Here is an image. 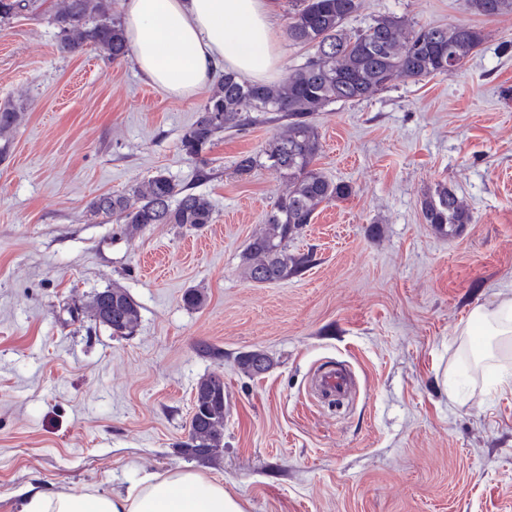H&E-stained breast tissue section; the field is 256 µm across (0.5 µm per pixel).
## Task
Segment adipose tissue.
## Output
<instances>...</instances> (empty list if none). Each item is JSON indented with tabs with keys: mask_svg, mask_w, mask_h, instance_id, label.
I'll list each match as a JSON object with an SVG mask.
<instances>
[{
	"mask_svg": "<svg viewBox=\"0 0 512 512\" xmlns=\"http://www.w3.org/2000/svg\"><path fill=\"white\" fill-rule=\"evenodd\" d=\"M278 0H123L125 37L149 82L174 98L203 89L217 67L258 82L279 72ZM18 512H245L221 479L176 468L125 491L60 489L24 496Z\"/></svg>",
	"mask_w": 512,
	"mask_h": 512,
	"instance_id": "ef3b65f1",
	"label": "adipose tissue"
}]
</instances>
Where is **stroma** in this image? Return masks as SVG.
<instances>
[{
	"label": "stroma",
	"instance_id": "1",
	"mask_svg": "<svg viewBox=\"0 0 512 512\" xmlns=\"http://www.w3.org/2000/svg\"><path fill=\"white\" fill-rule=\"evenodd\" d=\"M387 13L485 40L459 70L316 115L317 166L353 192L289 241L311 261L272 285L246 277L242 254L287 184L235 166L285 122L192 157L181 139L206 91L173 98L132 59L62 52L42 19L0 30V102L26 108L0 159V512L25 493L122 491L177 467L222 479L248 512H512V346L469 333L475 307L512 295V15L363 0L349 25ZM160 171L209 197L214 223L128 234L90 212ZM440 183L472 213L459 234L422 220ZM114 286L140 305L129 337L82 311ZM191 288L204 307L184 305ZM257 348L274 366L250 377L237 358ZM338 362L356 379L340 403L313 385ZM211 373L224 376V450L198 458L183 443Z\"/></svg>",
	"mask_w": 512,
	"mask_h": 512
}]
</instances>
